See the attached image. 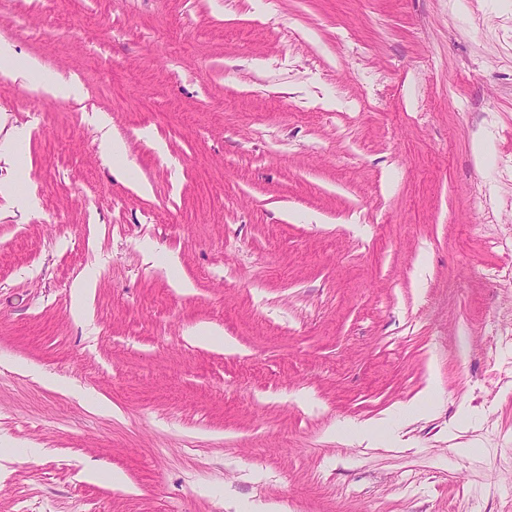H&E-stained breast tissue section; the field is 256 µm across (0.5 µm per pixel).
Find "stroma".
I'll return each instance as SVG.
<instances>
[{
  "label": "stroma",
  "instance_id": "1",
  "mask_svg": "<svg viewBox=\"0 0 512 512\" xmlns=\"http://www.w3.org/2000/svg\"><path fill=\"white\" fill-rule=\"evenodd\" d=\"M0 46L79 87L0 76V512H512V0H0ZM430 388L429 386L420 398L400 406L395 412L397 420L412 419L427 409L434 407L436 395L433 391H430Z\"/></svg>",
  "mask_w": 512,
  "mask_h": 512
}]
</instances>
